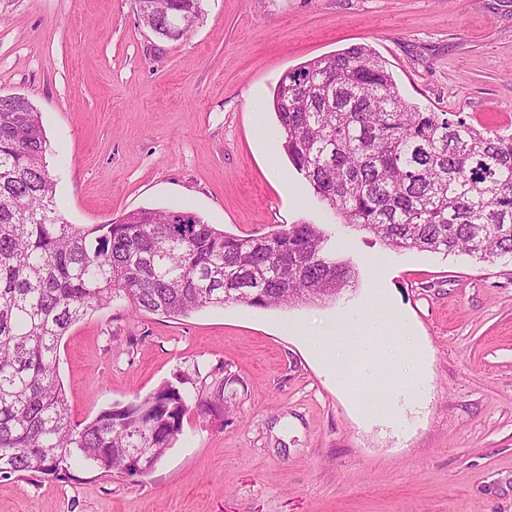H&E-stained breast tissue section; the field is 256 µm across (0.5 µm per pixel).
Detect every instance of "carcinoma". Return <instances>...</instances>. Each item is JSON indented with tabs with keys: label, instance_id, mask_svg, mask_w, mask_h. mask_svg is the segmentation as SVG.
I'll list each match as a JSON object with an SVG mask.
<instances>
[{
	"label": "carcinoma",
	"instance_id": "cac0c4a2",
	"mask_svg": "<svg viewBox=\"0 0 512 512\" xmlns=\"http://www.w3.org/2000/svg\"><path fill=\"white\" fill-rule=\"evenodd\" d=\"M142 23L172 40L203 0H136ZM294 169L344 223L395 250L512 256V135L459 112H423L368 46L288 71L272 98ZM41 113L0 96V482L72 465L141 476L181 432L188 394L153 393L71 423L58 345L117 300L135 314L188 316L241 303L268 309L332 300L355 271L326 251L319 224L235 236L184 209H140L70 224L54 202Z\"/></svg>",
	"mask_w": 512,
	"mask_h": 512
}]
</instances>
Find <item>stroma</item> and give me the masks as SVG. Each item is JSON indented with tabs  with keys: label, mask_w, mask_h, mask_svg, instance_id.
I'll list each match as a JSON object with an SVG mask.
<instances>
[{
	"label": "stroma",
	"mask_w": 512,
	"mask_h": 512,
	"mask_svg": "<svg viewBox=\"0 0 512 512\" xmlns=\"http://www.w3.org/2000/svg\"><path fill=\"white\" fill-rule=\"evenodd\" d=\"M354 45L420 110L512 134V0H205L177 42L135 0H0V95L40 112L65 220L181 208L238 236L320 224L357 272L325 303L90 313L59 349L73 423L181 379L224 417L189 411L143 477L0 483V512H512V259L390 249L281 148L280 79ZM374 306L401 357L371 360L351 392L311 341Z\"/></svg>",
	"instance_id": "obj_1"
}]
</instances>
